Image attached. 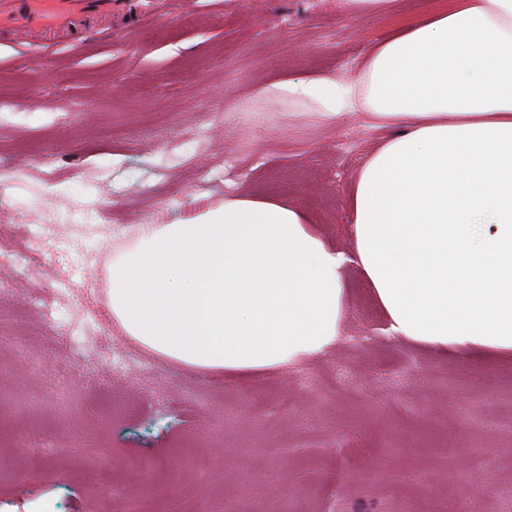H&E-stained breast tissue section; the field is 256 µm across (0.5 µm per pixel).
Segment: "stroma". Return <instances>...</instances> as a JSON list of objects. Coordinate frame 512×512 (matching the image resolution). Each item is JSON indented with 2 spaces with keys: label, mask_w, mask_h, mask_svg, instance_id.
Here are the masks:
<instances>
[{
  "label": "stroma",
  "mask_w": 512,
  "mask_h": 512,
  "mask_svg": "<svg viewBox=\"0 0 512 512\" xmlns=\"http://www.w3.org/2000/svg\"><path fill=\"white\" fill-rule=\"evenodd\" d=\"M110 25L109 43L0 35V314L50 294L88 341L39 344L36 315L0 332V512H512V360L389 336L356 268L347 340L248 382L202 377L112 326L103 258L196 198L295 202L349 248L346 187L389 132L269 88L354 75L392 20L338 0H130ZM44 224L59 247L35 257L28 232ZM27 436L51 453L20 459Z\"/></svg>",
  "instance_id": "stroma-1"
}]
</instances>
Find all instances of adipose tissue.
I'll use <instances>...</instances> for the list:
<instances>
[{
	"instance_id": "adipose-tissue-1",
	"label": "adipose tissue",
	"mask_w": 512,
	"mask_h": 512,
	"mask_svg": "<svg viewBox=\"0 0 512 512\" xmlns=\"http://www.w3.org/2000/svg\"><path fill=\"white\" fill-rule=\"evenodd\" d=\"M272 92L395 131L347 187L349 250L299 204L231 192L113 253V322L202 376L253 380L336 346L351 265L392 336L512 357V0H431L354 77Z\"/></svg>"
}]
</instances>
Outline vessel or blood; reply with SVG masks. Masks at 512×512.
<instances>
[{
	"label": "vessel or blood",
	"instance_id": "b4317fda",
	"mask_svg": "<svg viewBox=\"0 0 512 512\" xmlns=\"http://www.w3.org/2000/svg\"><path fill=\"white\" fill-rule=\"evenodd\" d=\"M128 0H0V34L64 31L80 38L82 17H109L126 11Z\"/></svg>",
	"mask_w": 512,
	"mask_h": 512
}]
</instances>
